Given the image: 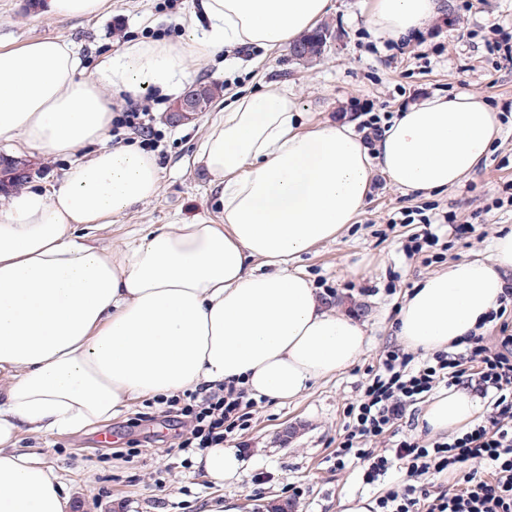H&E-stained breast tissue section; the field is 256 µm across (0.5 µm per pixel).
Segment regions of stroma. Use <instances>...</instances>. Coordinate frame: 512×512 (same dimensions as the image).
Returning a JSON list of instances; mask_svg holds the SVG:
<instances>
[{"instance_id": "obj_1", "label": "stroma", "mask_w": 512, "mask_h": 512, "mask_svg": "<svg viewBox=\"0 0 512 512\" xmlns=\"http://www.w3.org/2000/svg\"><path fill=\"white\" fill-rule=\"evenodd\" d=\"M167 2L110 0L109 10L99 17L65 19L40 13L37 0H0V46L59 38L77 47L88 74L103 54L120 52L129 39L186 38L187 0L173 9ZM366 10L367 0H331L319 22L331 38L322 54L306 62L286 48L257 46L233 69L225 67L223 50L190 61L186 86L215 83L222 94L208 111L178 126L160 112L163 155L157 195L94 231L93 242L115 250L160 224L215 218L208 178L191 159L210 121L239 95L288 89L307 125L357 117L369 104L375 111L394 113L435 93L478 92L498 110L512 101V62L489 54L485 46L494 29L512 31V0H448L443 17L404 45L396 64L385 39L371 29ZM505 182H512V112H505L490 152L461 185L428 196L407 195L375 173L357 222L296 261L332 306L358 319L370 346L355 364L313 384L297 401L256 407L247 429L236 435L247 444L243 480L211 484L193 457L178 450L188 424L169 421L160 405L145 400L91 432L22 433L19 449L52 469L72 497L73 512H204L207 504L229 500L241 512H268L278 504L292 512H340L344 497L374 498L388 491L400 474L369 487L357 469H336L345 409L359 397L381 352L398 344L395 320L411 288L449 262L488 254L495 229L512 226V207L492 206ZM425 205L474 227L469 238L459 240L449 225L436 226L441 257L432 263L408 258L403 249L414 225L388 222L402 208ZM131 448L136 451L132 457L127 454Z\"/></svg>"}]
</instances>
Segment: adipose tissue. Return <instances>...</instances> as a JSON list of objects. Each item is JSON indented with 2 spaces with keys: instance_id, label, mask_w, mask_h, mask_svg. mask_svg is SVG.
Masks as SVG:
<instances>
[{
  "instance_id": "obj_1",
  "label": "adipose tissue",
  "mask_w": 512,
  "mask_h": 512,
  "mask_svg": "<svg viewBox=\"0 0 512 512\" xmlns=\"http://www.w3.org/2000/svg\"><path fill=\"white\" fill-rule=\"evenodd\" d=\"M330 0H199L190 39H133L95 72L60 39L0 48V139L69 156L51 193L0 208V512H70L57 476L17 453L22 432H67L111 420L140 399L234 384L280 403L355 363L368 339L329 306L292 262L336 238L365 207L374 170L402 191L429 195L461 183L501 131L498 111L469 92L402 108L375 149L352 122L300 125L288 90L235 97L211 122L194 164L216 220L164 224L107 250L92 232L154 197L155 156L134 143L104 146V90L180 91L185 66L224 47L289 45ZM439 0H371L375 34L412 37ZM512 275V228L488 256L449 263L415 285L397 315L408 348L447 347L485 322ZM479 408L468 390L437 395L423 420L465 428ZM214 485L242 478L237 449L197 459Z\"/></svg>"
}]
</instances>
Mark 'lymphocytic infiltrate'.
I'll return each mask as SVG.
<instances>
[{"mask_svg":"<svg viewBox=\"0 0 512 512\" xmlns=\"http://www.w3.org/2000/svg\"><path fill=\"white\" fill-rule=\"evenodd\" d=\"M160 100L145 94L114 108L115 143L139 140L143 149L158 151L156 108ZM396 224L419 223L406 246L408 256L435 247V217L421 207H408L392 218ZM441 386H467L487 399L489 416L446 440L428 444L405 436L392 447L376 450L371 441L406 419L411 407L426 402ZM165 416L186 417L191 428L179 451L193 453L223 445L237 430L246 429L256 400L232 386H202L165 399ZM348 423L336 448L335 465H359L364 484L371 485L394 467L406 470L398 489L375 500V512H512V334L496 345L469 333L448 348L420 355L389 347L364 387L361 398L347 409ZM445 473L454 481L434 492L425 477Z\"/></svg>","mask_w":512,"mask_h":512,"instance_id":"f902f5d3","label":"lymphocytic infiltrate"}]
</instances>
